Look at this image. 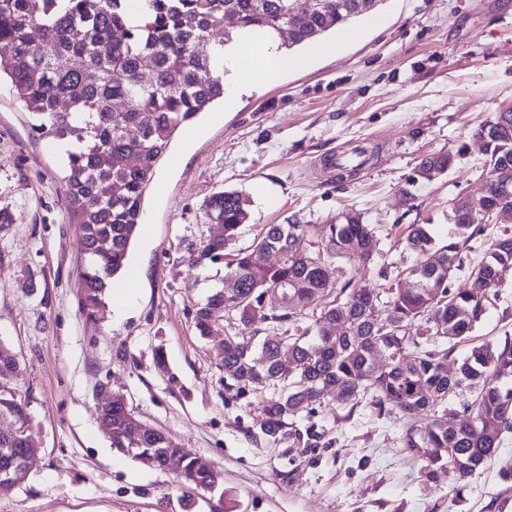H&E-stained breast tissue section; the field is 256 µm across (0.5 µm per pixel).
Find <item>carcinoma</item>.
Instances as JSON below:
<instances>
[{
	"label": "carcinoma",
	"mask_w": 512,
	"mask_h": 512,
	"mask_svg": "<svg viewBox=\"0 0 512 512\" xmlns=\"http://www.w3.org/2000/svg\"><path fill=\"white\" fill-rule=\"evenodd\" d=\"M294 0H144L134 11L131 0H0V78L26 109L33 135L57 147L65 183V203L79 225L83 262L79 271V304L88 319L104 305L109 280L122 272L140 224L145 193L177 132L215 103L224 101V77L215 70L209 35L224 30L220 45L237 32L261 30L281 35L289 30L292 49L319 40L354 16L336 10V0L322 8L292 11ZM233 25L224 28V18ZM452 152L427 157L420 168H450ZM497 175L489 169L482 202L498 203ZM207 216L224 227L210 240L199 260L224 259V248L248 218L246 200L237 191L214 194ZM313 224H268L251 249L227 263L224 287L210 295L194 316L202 336L217 331L224 312L233 311L246 329L293 317L312 305L321 309L317 339L295 338L283 360L282 345L255 337L224 335V373L239 390H257L288 382L265 405L262 429L278 435L285 419L310 412L326 397L339 406L357 404L373 391L379 410L404 416L427 414L423 429L407 428L405 447L421 457L425 477L448 467L462 479L472 477L492 458L504 434L512 431V342L470 348L458 375L444 370L458 344L467 340L484 311L473 289L452 292L448 281L465 266L463 250L481 232V224L459 214L448 242L441 245L440 266L422 264L435 238L422 224H411L405 247L417 262L408 271L411 288H398L385 309L372 290L346 282L330 283L327 262L350 256L373 258V228L355 214L330 225L327 244L315 252L301 248ZM512 269V237L500 240L490 256L470 270L485 286L496 287ZM281 294L283 313L266 309L268 289ZM349 318L346 328L340 321ZM423 319L433 325L440 344L420 349L410 335ZM476 390L459 419L452 407L456 392ZM96 414L112 419V448L125 452L131 433L121 401L96 406ZM29 427L20 402L0 394V419ZM171 443L145 434L131 457L141 465L163 469ZM453 453H448V449ZM178 483L184 494L224 484V472L203 468L178 450Z\"/></svg>",
	"instance_id": "1"
}]
</instances>
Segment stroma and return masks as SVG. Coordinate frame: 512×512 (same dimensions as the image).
I'll return each instance as SVG.
<instances>
[{
    "instance_id": "35a3bbf8",
    "label": "stroma",
    "mask_w": 512,
    "mask_h": 512,
    "mask_svg": "<svg viewBox=\"0 0 512 512\" xmlns=\"http://www.w3.org/2000/svg\"><path fill=\"white\" fill-rule=\"evenodd\" d=\"M335 55L312 56L277 82L245 88L233 107L179 133L146 193L128 264L139 271L134 305L115 319L104 304L87 319L78 303L81 234L64 204L52 146L33 140L23 105L0 87V343L17 357L0 389L24 406L38 448L0 512H512V433L468 480L432 479L403 445L423 419L382 412L371 395L354 408L327 399L289 417L284 434L260 424L275 384L227 388L223 335L202 336L196 308L224 285L225 268L197 262L223 234L210 197L237 191L248 218L228 252L268 224H313L303 249L322 248L346 213L371 225L372 263L332 261V282L393 295L414 255L408 225L448 232L459 197H478L489 166L476 130L512 109V0H383L332 35ZM361 151L352 172L334 162ZM453 152L452 168L418 178L420 161ZM387 275H380V267ZM476 331L512 338V269ZM119 393L224 484L185 497L175 476L113 449L95 405Z\"/></svg>"
}]
</instances>
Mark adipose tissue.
I'll return each instance as SVG.
<instances>
[{
  "instance_id": "obj_1",
  "label": "adipose tissue",
  "mask_w": 512,
  "mask_h": 512,
  "mask_svg": "<svg viewBox=\"0 0 512 512\" xmlns=\"http://www.w3.org/2000/svg\"><path fill=\"white\" fill-rule=\"evenodd\" d=\"M305 58L292 56L271 39L253 37L241 46L224 48V102L233 104L240 90L254 83L268 84L291 68L303 67Z\"/></svg>"
}]
</instances>
